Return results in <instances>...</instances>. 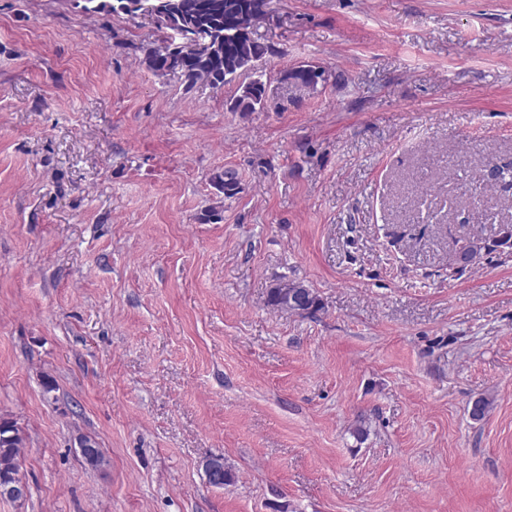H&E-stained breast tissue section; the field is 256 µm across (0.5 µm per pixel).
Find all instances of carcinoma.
<instances>
[{"mask_svg": "<svg viewBox=\"0 0 512 512\" xmlns=\"http://www.w3.org/2000/svg\"><path fill=\"white\" fill-rule=\"evenodd\" d=\"M178 0L161 7L157 29L178 33L204 35V47L195 52H185L180 42L165 39L156 47L132 46L141 51L142 62L156 74H171L177 77L185 89L191 90L199 83L218 89L231 82V76L246 66L263 61L279 53L270 39L258 34L263 27L259 11L261 0ZM72 8L85 15L124 14L137 16L139 0H69ZM332 73L320 66L303 65L297 71H288L300 91H314L326 83ZM269 101L268 86L262 75L248 76V82L240 85L231 99L229 109L243 114L263 111ZM212 183L224 197L237 194L239 179L235 171L225 169L211 177ZM512 251V224L502 225L499 237L488 241L473 234L458 241L453 263L464 264L468 269L480 262L483 255L494 251ZM268 304L277 310L293 308L294 299L286 298L283 289L274 287L269 291ZM24 441L23 432L17 422L9 417H0V496L5 495L15 477L18 476L19 448Z\"/></svg>", "mask_w": 512, "mask_h": 512, "instance_id": "carcinoma-1", "label": "carcinoma"}]
</instances>
